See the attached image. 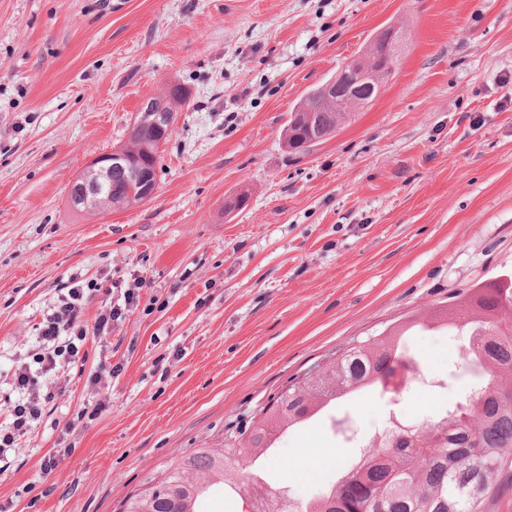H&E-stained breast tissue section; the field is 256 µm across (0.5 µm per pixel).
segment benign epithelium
I'll return each mask as SVG.
<instances>
[{
  "instance_id": "7a95c632",
  "label": "benign epithelium",
  "mask_w": 512,
  "mask_h": 512,
  "mask_svg": "<svg viewBox=\"0 0 512 512\" xmlns=\"http://www.w3.org/2000/svg\"><path fill=\"white\" fill-rule=\"evenodd\" d=\"M403 49L402 35L394 28L383 30L372 42L368 52L342 67L320 88L321 99L346 112L350 105H361L376 92L374 81L398 64ZM166 98L148 99L135 114L133 129L149 128L164 140L175 125V113L166 104ZM148 154L126 150L101 154L93 159L87 171L70 188V204L76 210L100 207L102 192L112 193V175L120 174L127 183L141 185L139 201L150 200L157 183L150 180Z\"/></svg>"
}]
</instances>
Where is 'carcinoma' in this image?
Returning a JSON list of instances; mask_svg holds the SVG:
<instances>
[{
  "label": "carcinoma",
  "mask_w": 512,
  "mask_h": 512,
  "mask_svg": "<svg viewBox=\"0 0 512 512\" xmlns=\"http://www.w3.org/2000/svg\"><path fill=\"white\" fill-rule=\"evenodd\" d=\"M304 105L320 118L319 138L327 139L349 120L320 103L312 90ZM293 112L284 130L287 145L307 136ZM148 145L158 153L149 131L133 132L128 149ZM446 324L468 337L461 352L474 379L465 400L437 421H424L401 433L372 442L357 467L335 485L291 512H487L493 497L492 480L512 469V278L481 283L448 305ZM405 332L393 327L351 346L339 362L311 376L304 385H291L252 422L249 435L226 431L224 447L200 448L173 463L160 481L126 501L123 512H197L201 497L212 487L236 490L245 469L266 455L273 432L312 416L323 404L366 387L387 392L385 380L393 367L414 363L401 344ZM482 488L473 497L471 489Z\"/></svg>",
  "instance_id": "carcinoma-1"
}]
</instances>
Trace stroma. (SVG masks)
<instances>
[{"label":"stroma","mask_w":512,"mask_h":512,"mask_svg":"<svg viewBox=\"0 0 512 512\" xmlns=\"http://www.w3.org/2000/svg\"><path fill=\"white\" fill-rule=\"evenodd\" d=\"M0 0V423L17 360L74 283L94 321L135 293L0 458L7 512H120L173 461L220 448L290 380L400 323L445 387L367 388L282 434L258 472L302 502L394 412L462 401L461 337L430 311L512 275V0ZM397 75L335 136L282 132L384 29ZM188 89L147 203L87 213L72 182L128 146L141 104ZM119 376L88 381L101 365ZM103 404L64 434L60 420Z\"/></svg>","instance_id":"35a3bbf8"}]
</instances>
